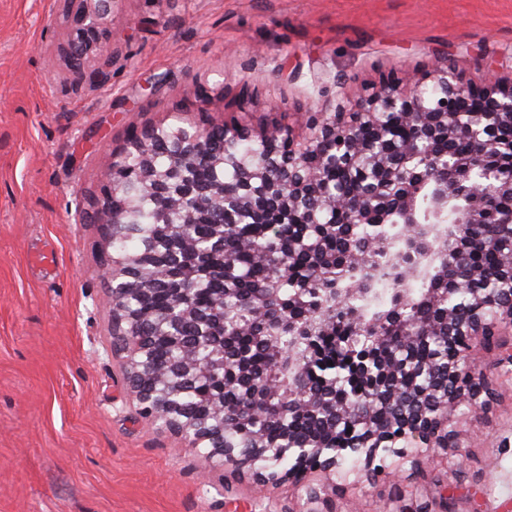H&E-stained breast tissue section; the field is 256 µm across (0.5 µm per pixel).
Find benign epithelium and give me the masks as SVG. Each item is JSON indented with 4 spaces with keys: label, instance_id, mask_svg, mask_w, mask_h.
<instances>
[{
    "label": "benign epithelium",
    "instance_id": "7a95c632",
    "mask_svg": "<svg viewBox=\"0 0 512 512\" xmlns=\"http://www.w3.org/2000/svg\"><path fill=\"white\" fill-rule=\"evenodd\" d=\"M111 8L112 0H67L69 63L82 79H107L102 69L85 73V61L107 37L105 21ZM430 88L433 94L425 95ZM388 112H405L411 117L406 156L401 161L388 150L383 122ZM307 128L310 133L301 141L288 127L257 135L258 140L288 143V153L273 152L266 160L245 166L246 175L236 185L217 180L204 185L201 172L237 163L230 143L244 135L242 129L224 127V156L214 158L203 155V126H178L169 145L172 164L165 170L151 164L158 128L134 131L127 150L104 171L102 200L92 216L107 238H112L122 223V213L112 206V200L127 182L149 188L158 224L169 223L170 210L189 197L195 202V209L188 213L190 220L215 214L225 218L233 208H246L263 222L265 214L256 201L269 198L279 206L281 219L297 229L288 248L307 249L317 260L320 250L309 243L306 225L317 223L316 210L326 198V167L334 161L351 172L349 182L336 185L332 196L336 224L323 231L339 237L346 224L395 225L393 236L367 239L368 245L382 253L383 269L361 268L347 253L343 262L351 265L350 281L334 289L336 309L349 313L356 322L355 334L364 337L361 345L347 338L340 341L346 352L341 369L368 379L369 391L354 403L341 388L318 390L308 382L305 357L319 337L334 334L333 321L326 310L309 312L290 304L288 328L295 331V341L282 353L288 358L286 396L290 402L308 398L327 416L354 421L359 432L352 446L359 450L360 470L370 478L383 475L395 480L407 470L419 469L434 454L446 456L448 449L458 447L449 412L468 418L486 410L495 396L492 380L474 363L472 350L477 344L494 343L502 325L512 327V289L489 287L494 278L512 282V246L505 251L489 243L496 263L485 267L469 261L468 242L458 248L454 260L443 244L448 233L462 224H512V205L497 212L484 206L488 190L479 180L487 151L498 144L502 133L512 130V79L478 85L463 79L446 59L421 76L407 72L387 77L362 95L354 108L342 106L328 116H309ZM460 140L472 145L463 159L453 152ZM132 154L141 159L135 168L125 164ZM433 269L443 271L448 287L432 288L429 295L457 292L463 273L473 291V302L463 316L451 311L444 314L441 340L448 342V363L433 387L423 390L413 379L396 377V388L391 390L383 378V354L393 347L406 350L426 335L419 322L409 317L423 300L404 284L410 277H428ZM139 271V264L123 257L103 261V274L110 283L112 351L124 354V374L141 414L194 448L208 443L203 456L206 470L225 466L234 472H251L267 482L292 480L304 490L308 502L329 505L336 492L344 489L347 473L340 458L345 449H329L326 442L318 441L295 449L292 466L281 470L257 468V462L268 454L260 444L224 447L219 423L224 417V310H213L203 340L212 348L202 369L217 385L216 394L207 399V405L214 406V421L183 408L181 380L164 388L148 383L154 369L152 337L145 334L142 319L126 309L129 299L144 301L151 296L152 289L142 283ZM203 341L198 339L196 344ZM393 414L402 424L395 436L386 433ZM310 470L332 474L336 482L307 484Z\"/></svg>",
    "mask_w": 512,
    "mask_h": 512
}]
</instances>
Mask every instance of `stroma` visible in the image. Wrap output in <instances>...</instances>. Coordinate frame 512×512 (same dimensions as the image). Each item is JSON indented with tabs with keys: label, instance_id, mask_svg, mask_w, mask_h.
<instances>
[{
	"label": "stroma",
	"instance_id": "obj_1",
	"mask_svg": "<svg viewBox=\"0 0 512 512\" xmlns=\"http://www.w3.org/2000/svg\"><path fill=\"white\" fill-rule=\"evenodd\" d=\"M63 0H0V512H307L294 482L202 469L155 431L111 351L96 207L131 129L291 127L353 105L388 73L440 59L476 83L512 79V0H112L108 38L78 79ZM204 87V99L194 88ZM251 99L239 106L241 88ZM53 251L45 274L30 253ZM512 347L475 358L490 408L460 426L467 464L363 480L335 512H512Z\"/></svg>",
	"mask_w": 512,
	"mask_h": 512
}]
</instances>
